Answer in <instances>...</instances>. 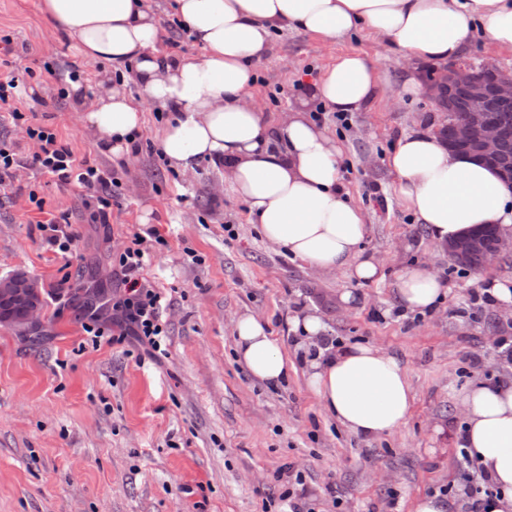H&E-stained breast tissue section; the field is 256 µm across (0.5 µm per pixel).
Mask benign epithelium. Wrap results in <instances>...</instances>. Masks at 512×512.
<instances>
[{
	"mask_svg": "<svg viewBox=\"0 0 512 512\" xmlns=\"http://www.w3.org/2000/svg\"><path fill=\"white\" fill-rule=\"evenodd\" d=\"M460 91L469 100L468 111L458 116L454 111L452 95ZM424 95L445 112L444 123L455 129V138L448 144L452 153L464 152L476 160L493 166L500 177L512 185V163L503 159L499 152L500 128L495 112L512 111V74L496 65L481 62L448 64L444 79L436 77L424 80ZM448 259L457 261L468 254L482 252V267H488L505 253H512V235L501 231L494 233L488 244L480 235H469L442 246ZM42 292L38 281L24 271H17L0 278V307L8 320L0 325L9 328L18 336L31 335L40 324ZM23 309L20 317L12 318L14 308Z\"/></svg>",
	"mask_w": 512,
	"mask_h": 512,
	"instance_id": "1",
	"label": "benign epithelium"
}]
</instances>
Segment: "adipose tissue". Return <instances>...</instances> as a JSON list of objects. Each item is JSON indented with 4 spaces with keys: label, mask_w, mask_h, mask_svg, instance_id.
<instances>
[{
    "label": "adipose tissue",
    "mask_w": 512,
    "mask_h": 512,
    "mask_svg": "<svg viewBox=\"0 0 512 512\" xmlns=\"http://www.w3.org/2000/svg\"><path fill=\"white\" fill-rule=\"evenodd\" d=\"M203 50L201 56L161 53L162 20L149 0H41L54 29L75 37L85 62L127 67L138 86L103 79L95 103L79 122L115 158L128 155L145 107L170 110L159 139L169 164L189 174L199 160L224 165V179L247 206L262 237L323 272L347 271L358 283L376 282L380 267L361 244L367 226L340 175L342 150L310 117L312 104L331 112L362 111L382 90L380 62L404 66L403 90L422 87L420 64L445 69L476 33L512 50V0H169ZM373 33L375 55L337 56L310 90L271 121L255 100L254 65L275 33L312 36L326 46L360 30ZM392 194L436 244L480 228L512 232V187L494 170L453 154L437 131L403 133L387 158ZM443 285L427 265L405 267L397 301L430 311ZM239 359L268 385L285 381L295 364L262 318L235 321ZM322 409L349 433L378 438L407 421L414 395L399 360L355 343L327 350L308 367ZM462 446L494 489L489 512H512V383L463 389Z\"/></svg>",
    "instance_id": "adipose-tissue-1"
}]
</instances>
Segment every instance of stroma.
<instances>
[{
  "instance_id": "obj_1",
  "label": "stroma",
  "mask_w": 512,
  "mask_h": 512,
  "mask_svg": "<svg viewBox=\"0 0 512 512\" xmlns=\"http://www.w3.org/2000/svg\"><path fill=\"white\" fill-rule=\"evenodd\" d=\"M5 38L13 52L0 75L17 77L35 124L56 132L77 160L112 171L118 185L109 223H91L85 189L24 167L38 149L25 124L0 125V140L14 143L22 162L0 193V277L27 271L45 300L39 343L0 326V512H290L293 502L300 512H414L418 498L443 486H477L459 454L458 394L512 380L500 348L512 338V315L473 299L492 280L512 289V253L478 272L460 267L393 199L395 142L443 122L422 94L392 105L403 80L397 61H383L382 94L347 124L322 119L365 214L363 246L382 264L381 281L359 286L269 245L225 187L223 168L204 160L183 175L169 167L158 151L164 110H145L139 152L113 162L77 112L96 98L99 68L83 62L74 38L52 30L38 0H0ZM378 49L366 31L331 48L304 34L275 35L253 95L278 120L337 55ZM373 184L382 201L370 197ZM32 191L42 208L30 203ZM46 212L65 215L75 232L69 258L47 249L38 225ZM150 227L167 243L150 248L147 276L171 292L167 356L158 363L130 342L91 340L75 305L55 298L68 286L111 288L113 255ZM405 240L411 250H401ZM424 260L446 295L436 310L411 314L397 303V276ZM346 291L357 297L350 309L338 300ZM307 308L318 310L325 338L373 343L402 362L414 404L398 431L359 438L321 408L295 352L293 318ZM243 313L268 320L294 360L287 383L266 385L237 359L234 319Z\"/></svg>"
}]
</instances>
